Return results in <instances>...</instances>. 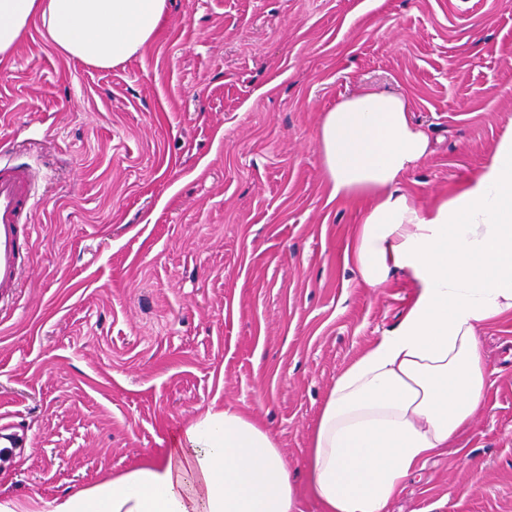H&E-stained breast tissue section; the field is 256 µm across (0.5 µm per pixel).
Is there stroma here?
Here are the masks:
<instances>
[{
    "mask_svg": "<svg viewBox=\"0 0 512 512\" xmlns=\"http://www.w3.org/2000/svg\"><path fill=\"white\" fill-rule=\"evenodd\" d=\"M362 89L404 95L431 138L402 189L448 194L512 122V0H168L155 40L106 69L31 26L0 66V147L40 177L0 319V500L89 487L226 404L304 481L337 374L414 295L403 270L359 282L362 207L328 199L321 117ZM480 336L483 406L387 512H512V317Z\"/></svg>",
    "mask_w": 512,
    "mask_h": 512,
    "instance_id": "stroma-1",
    "label": "stroma"
}]
</instances>
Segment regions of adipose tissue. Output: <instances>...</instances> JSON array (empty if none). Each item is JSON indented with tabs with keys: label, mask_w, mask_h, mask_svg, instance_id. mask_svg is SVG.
Returning <instances> with one entry per match:
<instances>
[{
	"label": "adipose tissue",
	"mask_w": 512,
	"mask_h": 512,
	"mask_svg": "<svg viewBox=\"0 0 512 512\" xmlns=\"http://www.w3.org/2000/svg\"><path fill=\"white\" fill-rule=\"evenodd\" d=\"M168 0H0V64L37 24L65 57L106 68L153 40ZM318 146L330 200H363L345 260L378 289L408 271L401 320L339 372L321 408L306 483L322 512H385L481 408L493 370L479 329L512 315V129L478 173L420 207L403 176L430 152L403 95L362 90L325 112ZM39 512H301L270 430L227 404L170 448Z\"/></svg>",
	"instance_id": "adipose-tissue-1"
}]
</instances>
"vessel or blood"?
I'll return each instance as SVG.
<instances>
[{
	"instance_id": "b4317fda",
	"label": "vessel or blood",
	"mask_w": 512,
	"mask_h": 512,
	"mask_svg": "<svg viewBox=\"0 0 512 512\" xmlns=\"http://www.w3.org/2000/svg\"><path fill=\"white\" fill-rule=\"evenodd\" d=\"M35 173L0 163V301L13 298L29 270Z\"/></svg>"
}]
</instances>
